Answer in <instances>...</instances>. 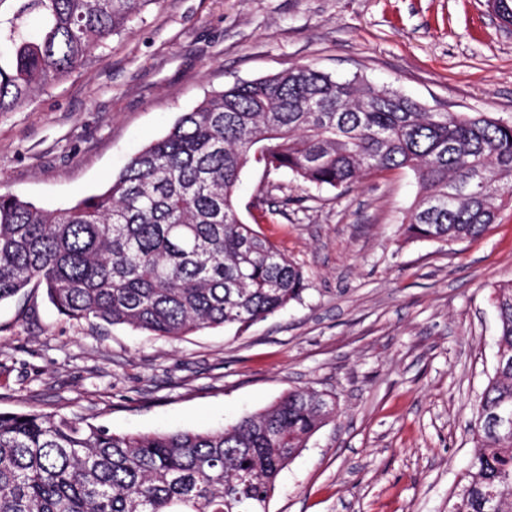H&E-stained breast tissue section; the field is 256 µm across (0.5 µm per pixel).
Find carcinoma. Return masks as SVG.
Instances as JSON below:
<instances>
[{"instance_id":"cac0c4a2","label":"carcinoma","mask_w":512,"mask_h":512,"mask_svg":"<svg viewBox=\"0 0 512 512\" xmlns=\"http://www.w3.org/2000/svg\"><path fill=\"white\" fill-rule=\"evenodd\" d=\"M156 0H0V112L65 80ZM252 161L317 187L409 169L404 235L449 245L512 208V124L431 112L310 64L207 95L133 155L108 187L67 207L0 194V302L30 285L73 320L177 339L242 329L300 299L299 266L244 223ZM498 360L474 413L475 452L448 512H512V283L494 289ZM336 401L289 391L220 430L116 434L57 412H0V512H267L288 462Z\"/></svg>"}]
</instances>
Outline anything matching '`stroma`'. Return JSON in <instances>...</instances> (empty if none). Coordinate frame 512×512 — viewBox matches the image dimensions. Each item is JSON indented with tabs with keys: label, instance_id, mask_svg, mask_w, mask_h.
<instances>
[{
	"label": "stroma",
	"instance_id": "1",
	"mask_svg": "<svg viewBox=\"0 0 512 512\" xmlns=\"http://www.w3.org/2000/svg\"><path fill=\"white\" fill-rule=\"evenodd\" d=\"M302 64L512 123V29L487 0H154L62 83L0 112V193L66 206L100 192L208 92ZM417 194L407 169L334 189L250 163L239 216L302 268L299 300L170 339L68 319L26 288L0 303V411L150 433L225 426L312 388L336 414L268 512H448L496 366L512 208L442 245L403 234Z\"/></svg>",
	"mask_w": 512,
	"mask_h": 512
}]
</instances>
